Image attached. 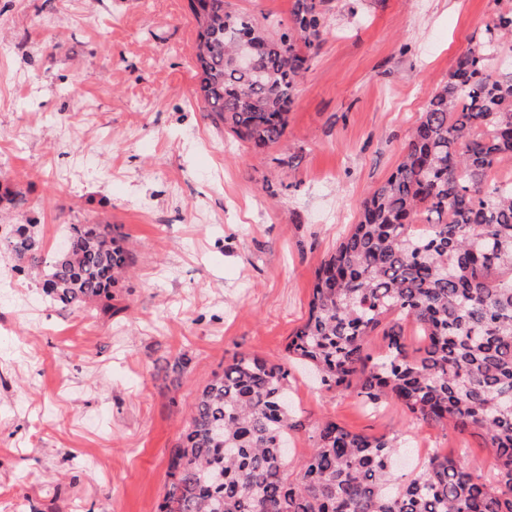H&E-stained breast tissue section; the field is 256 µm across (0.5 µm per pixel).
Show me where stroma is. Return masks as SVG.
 <instances>
[{"instance_id": "1", "label": "stroma", "mask_w": 512, "mask_h": 512, "mask_svg": "<svg viewBox=\"0 0 512 512\" xmlns=\"http://www.w3.org/2000/svg\"><path fill=\"white\" fill-rule=\"evenodd\" d=\"M270 33L293 0H227ZM512 0H335L282 142L257 152L196 95L189 0H0V204L45 253L72 224L134 246L116 314L62 308L48 271L0 248V512H157L168 453L233 353L275 362L305 321L315 272L396 168L430 92ZM299 156L295 170L283 160ZM190 362L171 380L165 362ZM290 462L318 426L494 459L452 427H409L293 365Z\"/></svg>"}]
</instances>
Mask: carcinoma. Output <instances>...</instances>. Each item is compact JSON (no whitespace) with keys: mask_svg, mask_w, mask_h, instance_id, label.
<instances>
[{"mask_svg":"<svg viewBox=\"0 0 512 512\" xmlns=\"http://www.w3.org/2000/svg\"><path fill=\"white\" fill-rule=\"evenodd\" d=\"M189 5L207 111L257 149L279 145L332 0H294L278 35L225 0ZM244 28L265 46L252 68L235 59ZM511 40L512 9L430 93L402 160L316 271L308 316L288 342V354L310 363L329 391L349 390L373 408L391 397L411 425L450 424L480 437L493 478L438 451L399 475L395 440L330 420L292 467L288 366L235 353L190 407L158 512H512V187L490 178L512 163V71L489 70ZM421 214L427 225L418 232ZM3 246L43 262L32 224L17 225ZM132 263L112 225L72 224L42 290L71 309L106 299L101 311L112 315V288ZM407 320L419 329L418 347L404 334Z\"/></svg>","mask_w":512,"mask_h":512,"instance_id":"1","label":"carcinoma"}]
</instances>
